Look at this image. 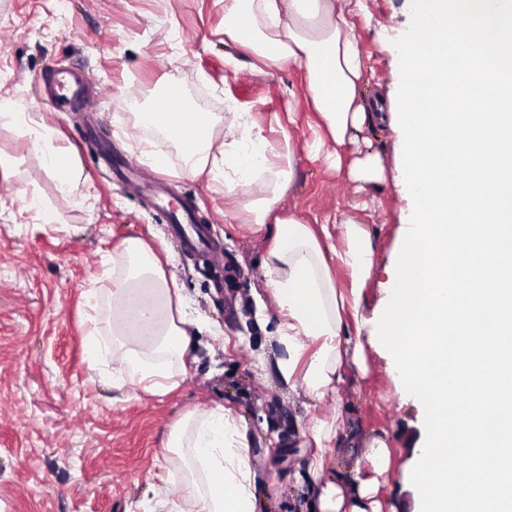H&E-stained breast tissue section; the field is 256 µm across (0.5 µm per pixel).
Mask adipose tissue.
I'll return each instance as SVG.
<instances>
[{"mask_svg":"<svg viewBox=\"0 0 512 512\" xmlns=\"http://www.w3.org/2000/svg\"><path fill=\"white\" fill-rule=\"evenodd\" d=\"M349 0H224V40L247 51L253 71L291 64L305 84L322 135L313 147L341 167V150L367 126L403 128L396 170L413 193L419 221L407 225L397 296L383 311L384 344L401 385L428 411L419 470L420 512H512V0H413L415 35L404 58L405 99L364 98L363 61ZM175 91L152 96L131 127L161 130L181 148L191 175L208 176L231 219L266 232L265 287L276 298L284 347L277 370L316 398L336 392L349 368L367 372L344 315L358 310L375 247L356 219H341L325 257L327 226L284 215L294 178L292 111L261 125L230 110L216 133L208 113L168 112ZM482 108H475V98ZM423 111H415V102ZM344 268L339 285L333 266ZM112 373L153 394L186 368L204 324L187 318L158 248L124 239L112 252ZM223 407L173 426L167 449H191L210 467L188 478L190 512H253L246 455L231 440ZM464 459L449 469V455ZM392 452L374 439L351 479L317 484L314 512H383L381 479Z\"/></svg>","mask_w":512,"mask_h":512,"instance_id":"1","label":"adipose tissue"}]
</instances>
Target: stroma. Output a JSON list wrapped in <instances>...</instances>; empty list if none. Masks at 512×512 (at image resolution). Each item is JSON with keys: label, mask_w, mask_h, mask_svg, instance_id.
Wrapping results in <instances>:
<instances>
[{"label": "stroma", "mask_w": 512, "mask_h": 512, "mask_svg": "<svg viewBox=\"0 0 512 512\" xmlns=\"http://www.w3.org/2000/svg\"><path fill=\"white\" fill-rule=\"evenodd\" d=\"M354 22L365 60L366 93L408 89L402 57L411 45V0H361ZM224 42L222 0H0V512H160L182 505L185 472L163 448L185 414L220 405L243 435L252 470L254 512H311L308 470L324 455L322 480L351 475L376 438L392 450L383 494L394 512H417L416 461L424 403L398 385L380 312L395 287L402 227L417 221L408 187L362 189L308 149L316 115L300 67L253 73ZM57 68L83 75L81 97L53 103L44 82ZM174 85L208 112L228 104L268 122L293 108L294 180L281 207L308 223L346 215L365 224L377 247L361 312L371 371L351 370L336 392L317 399L289 388L276 361L278 308L263 287L265 235L226 223L224 201L162 133L146 130L166 169L146 163L121 132L150 108V88ZM37 113L70 148L79 190L32 146L24 121ZM167 183L171 200L190 202L220 244L215 256L189 258L167 234L166 215L147 186ZM54 211L44 224L28 203ZM138 237L165 248L167 275L185 288L198 334L174 389L153 395L116 390L89 359L107 356L106 324L87 319V292L112 268V251ZM338 420L342 443L316 447V420Z\"/></svg>", "instance_id": "1"}]
</instances>
